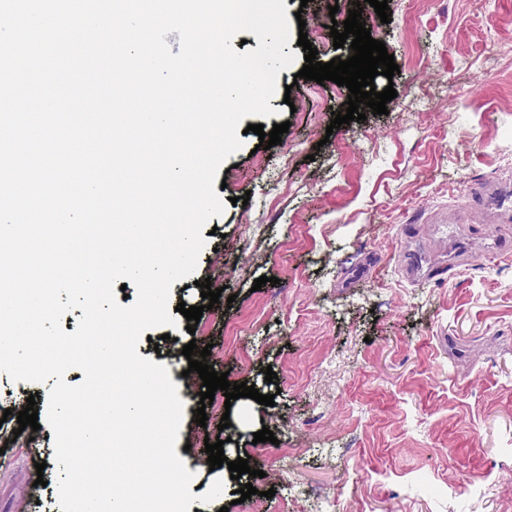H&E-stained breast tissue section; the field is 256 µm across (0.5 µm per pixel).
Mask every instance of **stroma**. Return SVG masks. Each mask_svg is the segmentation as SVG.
Masks as SVG:
<instances>
[{"label":"stroma","mask_w":512,"mask_h":512,"mask_svg":"<svg viewBox=\"0 0 512 512\" xmlns=\"http://www.w3.org/2000/svg\"><path fill=\"white\" fill-rule=\"evenodd\" d=\"M352 2L284 0L301 12L318 61L352 56L328 29ZM388 5L387 24L371 6L362 12L399 66L374 79L397 92L386 113L330 130L347 88L281 70L276 114L263 125L286 121L288 133L267 150L244 135L218 173L227 206L210 220L217 232L194 277L171 288V304L199 306L207 279L230 304L204 311L195 333L182 326L165 341L155 329L137 347L179 371L175 450L194 475L191 493L224 480L217 501L189 512H250L256 502L266 512H317L322 494L331 512H512V255L419 283L404 278L401 258L405 225H420L416 250L432 257L449 207L469 203L471 186L512 184V0ZM244 195L246 206L230 205ZM263 275L277 285L253 290ZM192 341L210 347L216 372L273 395V405L218 393L200 406L202 381L182 353ZM267 367L274 382L264 380ZM50 388L0 373L7 428L28 400L45 412ZM200 407L203 427L193 415ZM265 426L275 442L254 443ZM208 437L223 439L228 460L263 470L250 500L234 503L240 481L209 468ZM31 449L26 456L14 444L0 455V512H61L49 426ZM268 489L274 497L262 498Z\"/></svg>","instance_id":"obj_1"}]
</instances>
